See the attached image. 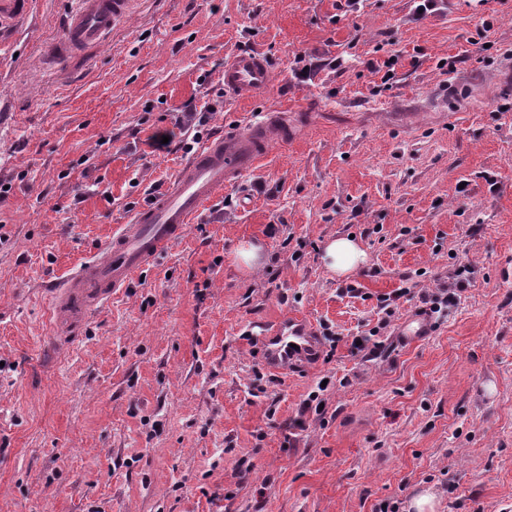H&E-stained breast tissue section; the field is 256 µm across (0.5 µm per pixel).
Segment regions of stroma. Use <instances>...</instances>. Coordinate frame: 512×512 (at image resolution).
Here are the masks:
<instances>
[{
	"label": "stroma",
	"instance_id": "35a3bbf8",
	"mask_svg": "<svg viewBox=\"0 0 512 512\" xmlns=\"http://www.w3.org/2000/svg\"><path fill=\"white\" fill-rule=\"evenodd\" d=\"M76 3L0 21V512H410L425 491L512 512V0L421 19L413 0H136L103 48L53 59ZM240 50L273 85L225 96L210 129L283 110L298 137L64 341L50 286L169 186L188 156L151 137ZM339 234L367 254L342 277L321 260ZM461 265L457 304L399 343L421 302L380 297ZM289 314L339 343L279 375L254 336ZM384 321L378 353L351 355Z\"/></svg>",
	"mask_w": 512,
	"mask_h": 512
}]
</instances>
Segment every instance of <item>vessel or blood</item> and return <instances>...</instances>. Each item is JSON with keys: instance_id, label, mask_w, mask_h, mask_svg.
Wrapping results in <instances>:
<instances>
[{"instance_id": "1", "label": "vessel or blood", "mask_w": 512, "mask_h": 512, "mask_svg": "<svg viewBox=\"0 0 512 512\" xmlns=\"http://www.w3.org/2000/svg\"><path fill=\"white\" fill-rule=\"evenodd\" d=\"M135 0H78L66 23V38L53 43L55 56L101 44L134 11ZM224 90L248 100L268 89L272 72L265 56L241 51L224 62ZM295 123L273 111L249 124L247 131L210 138L190 158L166 193L138 208L130 223L121 225L97 251L86 258L54 291L58 325L75 332L112 294L129 287L138 271L151 264L185 233L191 217L225 186L257 166L274 142L287 141ZM265 366L285 373L315 363L323 341L313 323L287 316L264 327L258 335Z\"/></svg>"}]
</instances>
